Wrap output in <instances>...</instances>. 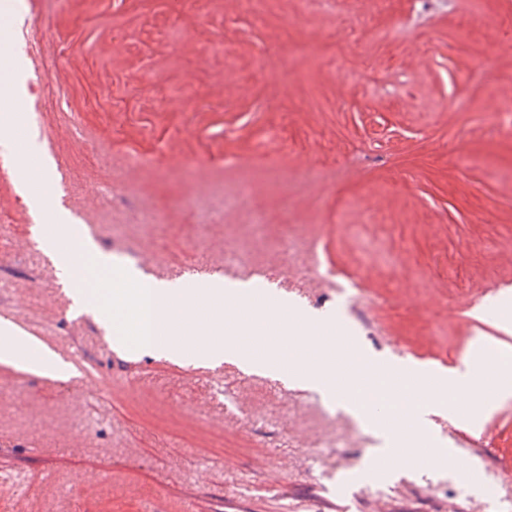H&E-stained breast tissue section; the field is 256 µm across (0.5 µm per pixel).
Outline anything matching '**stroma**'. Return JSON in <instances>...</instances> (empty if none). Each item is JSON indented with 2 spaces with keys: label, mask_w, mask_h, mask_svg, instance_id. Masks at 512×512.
Wrapping results in <instances>:
<instances>
[{
  "label": "stroma",
  "mask_w": 512,
  "mask_h": 512,
  "mask_svg": "<svg viewBox=\"0 0 512 512\" xmlns=\"http://www.w3.org/2000/svg\"><path fill=\"white\" fill-rule=\"evenodd\" d=\"M0 0V319L75 358L68 382L0 365V512H512V397L477 430L475 480L372 468L375 440L318 392L231 363L119 352L75 315L31 231L57 195L158 281L219 275L256 305L326 316L337 351L444 375L512 320V0Z\"/></svg>",
  "instance_id": "1"
}]
</instances>
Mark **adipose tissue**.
Instances as JSON below:
<instances>
[{"label":"adipose tissue","mask_w":512,"mask_h":512,"mask_svg":"<svg viewBox=\"0 0 512 512\" xmlns=\"http://www.w3.org/2000/svg\"><path fill=\"white\" fill-rule=\"evenodd\" d=\"M0 363L37 376L68 381L73 367L35 337L0 320Z\"/></svg>","instance_id":"1"}]
</instances>
